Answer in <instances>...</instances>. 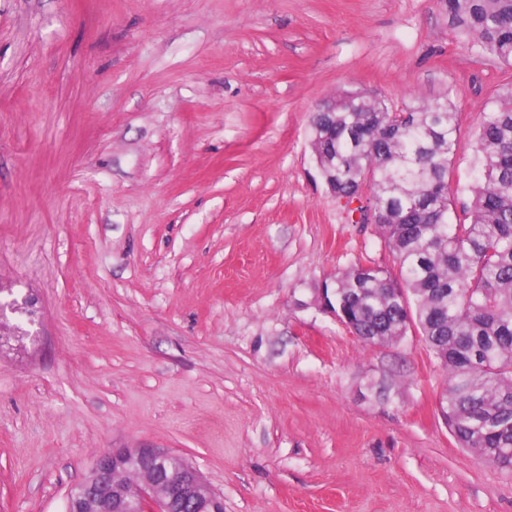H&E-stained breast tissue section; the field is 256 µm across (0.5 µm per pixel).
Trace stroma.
I'll return each mask as SVG.
<instances>
[{
  "label": "stroma",
  "instance_id": "35a3bbf8",
  "mask_svg": "<svg viewBox=\"0 0 512 512\" xmlns=\"http://www.w3.org/2000/svg\"><path fill=\"white\" fill-rule=\"evenodd\" d=\"M510 84L445 0H0V512H67L146 447L224 512H512L423 339L370 347L324 306L398 263L310 143L336 94L451 92L459 213Z\"/></svg>",
  "mask_w": 512,
  "mask_h": 512
}]
</instances>
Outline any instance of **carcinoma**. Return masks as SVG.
Here are the masks:
<instances>
[{"label":"carcinoma","mask_w":512,"mask_h":512,"mask_svg":"<svg viewBox=\"0 0 512 512\" xmlns=\"http://www.w3.org/2000/svg\"><path fill=\"white\" fill-rule=\"evenodd\" d=\"M456 40L512 66V0H446ZM476 135L472 206L451 216L458 138L451 91L408 112L344 93L311 121L336 194L372 191L399 275L357 264L336 279L347 323L382 345L417 328L448 369L442 398L459 445L512 467V87Z\"/></svg>","instance_id":"1"}]
</instances>
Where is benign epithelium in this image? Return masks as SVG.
<instances>
[{"label":"benign epithelium","instance_id":"1","mask_svg":"<svg viewBox=\"0 0 512 512\" xmlns=\"http://www.w3.org/2000/svg\"><path fill=\"white\" fill-rule=\"evenodd\" d=\"M131 469V486L111 474ZM224 512L222 499L188 462L155 448H122L102 454L89 478L69 497L68 512Z\"/></svg>","mask_w":512,"mask_h":512}]
</instances>
